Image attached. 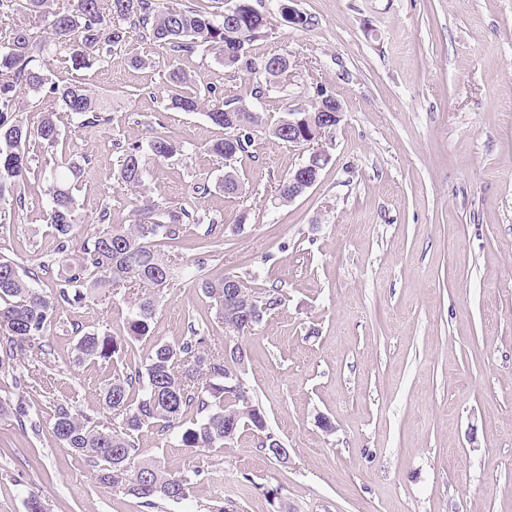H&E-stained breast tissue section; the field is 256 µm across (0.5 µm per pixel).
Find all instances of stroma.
I'll list each match as a JSON object with an SVG mask.
<instances>
[{
  "mask_svg": "<svg viewBox=\"0 0 512 512\" xmlns=\"http://www.w3.org/2000/svg\"><path fill=\"white\" fill-rule=\"evenodd\" d=\"M282 2H262L261 47L289 54L293 68L261 99L246 97L244 76L211 53L181 60L195 89L244 98L264 116L236 164V196L224 194V162L208 150L223 130L205 112L167 108L160 46L134 37L110 63L81 70L55 46L43 56L56 81L112 108L95 131L63 126L83 168L81 220L105 206L110 224L133 223L134 195L113 170L136 142L155 200L208 184L196 204L224 233L209 277L256 272L258 287H283L284 303L236 339L187 277L197 258L187 232L177 248L186 275L164 291L151 337L134 343L127 364L144 362L154 341L182 340L192 317L204 320L209 350L242 342L248 394L287 461L268 458L249 434L197 452L143 431L140 461L197 474L187 501L152 509L75 461L52 433L49 402L103 415L101 372L77 363L76 344L81 330L123 334L128 305L105 288L58 310L42 352L0 372V399L25 400L39 424L32 431L0 417V512H27L33 494L47 512H207L218 503L235 512H512V0H292L312 19L306 28L283 19ZM320 86L342 107L323 141L330 161L304 195L271 206L306 154L268 125L310 108ZM159 131L182 153L154 159ZM44 190L42 177L29 176L27 211L0 208L10 227L0 257L23 268L51 263L37 283L49 290L60 268ZM28 372L51 382L52 398L16 389L13 374Z\"/></svg>",
  "mask_w": 512,
  "mask_h": 512,
  "instance_id": "stroma-1",
  "label": "stroma"
}]
</instances>
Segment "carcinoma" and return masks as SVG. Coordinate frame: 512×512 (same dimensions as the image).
Listing matches in <instances>:
<instances>
[{
  "label": "carcinoma",
  "mask_w": 512,
  "mask_h": 512,
  "mask_svg": "<svg viewBox=\"0 0 512 512\" xmlns=\"http://www.w3.org/2000/svg\"><path fill=\"white\" fill-rule=\"evenodd\" d=\"M225 0H74V8L55 11L52 0H0V204L9 202L19 216L27 207L22 184L29 174L39 172L46 182L49 203L47 223L54 230L53 254L62 267L59 282L51 293L33 286L40 274L50 273L46 263L21 270L0 259V369L10 362L42 350L46 335L58 310L86 302L101 288L123 291L132 307L124 334L85 333L77 343L76 361L106 366L119 360L132 341L151 334V326L161 293L179 269V256H165L156 249L164 240L179 243L190 227L206 225L198 237V270L206 269L216 247L223 244L218 220L198 209L194 199L207 193L201 182L190 185L182 202H159L141 196L134 207L135 223L93 232L83 228L74 194L82 169L57 151L61 129L58 112L94 128L111 121L104 102L80 85H61L53 79L50 65L40 57L52 43L64 53L75 70L89 68L112 56V48L133 36L148 39L165 49L169 57V108L196 112L201 97L189 88L190 78L178 61L205 46L214 51L224 67L239 72L262 74L268 80L288 76V56L256 51L267 37L266 15L252 6L238 9L228 17ZM24 11L38 18L49 16L48 36L7 26L14 14ZM48 99L59 110L45 112L37 123L22 117L19 89ZM336 99L317 88V101L307 111L308 133L326 129ZM206 116L224 130L209 151L224 161H234L254 142L255 128L263 122L261 113L233 106L229 101L211 100ZM272 134L290 145L304 140L288 132V119L274 124ZM37 142L51 153L37 167L26 145ZM155 159L173 157L180 144L171 136L158 134L150 144ZM114 177L128 190L142 191L143 161L140 145L130 144L119 160ZM222 189L228 194L242 190V181L233 167L224 172ZM213 303L216 315L226 328L239 335L259 324L265 315L282 304L276 286L257 292L240 276L212 280L203 275L194 280ZM190 336L177 344L155 342L145 363L129 371L106 374L99 386V399L112 414L103 421L75 412L69 404L56 402L51 408L52 431L77 461L96 468L99 483L132 495L148 507L159 501L181 502L190 497L192 478L185 472L170 471L161 464L138 463L139 434L155 428L173 438L179 446L213 450L239 438L248 429L260 436L259 448L278 461L287 449L267 428L264 412L245 399L234 377L247 350L240 344L229 353L205 348L195 321L188 324ZM194 411L201 418L185 425V416Z\"/></svg>",
  "instance_id": "1"
}]
</instances>
